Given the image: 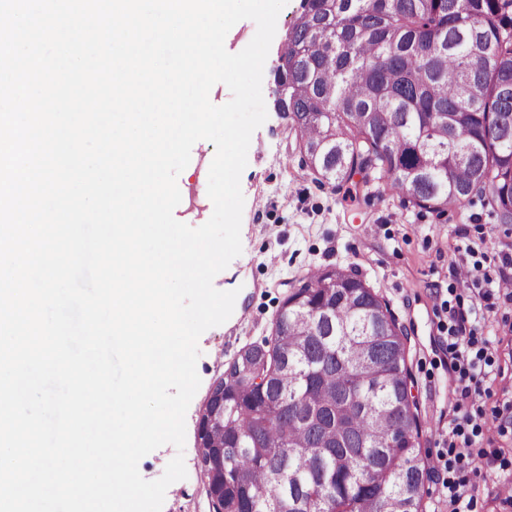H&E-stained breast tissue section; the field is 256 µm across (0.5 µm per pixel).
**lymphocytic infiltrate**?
<instances>
[{
	"mask_svg": "<svg viewBox=\"0 0 512 512\" xmlns=\"http://www.w3.org/2000/svg\"><path fill=\"white\" fill-rule=\"evenodd\" d=\"M447 331L450 369L456 381V415L448 424V457L442 463L446 472L444 503L447 512H472L475 487L465 472L487 458L489 428H496L502 436L512 430V401L495 406L489 415L483 410L496 360L471 311L449 307Z\"/></svg>",
	"mask_w": 512,
	"mask_h": 512,
	"instance_id": "f902f5d3",
	"label": "lymphocytic infiltrate"
}]
</instances>
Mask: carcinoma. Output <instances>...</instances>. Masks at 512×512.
<instances>
[{
  "label": "carcinoma",
  "mask_w": 512,
  "mask_h": 512,
  "mask_svg": "<svg viewBox=\"0 0 512 512\" xmlns=\"http://www.w3.org/2000/svg\"><path fill=\"white\" fill-rule=\"evenodd\" d=\"M303 159L443 215L490 195L512 223V0H302L274 71ZM406 327L361 275L311 273L216 379L210 512H426Z\"/></svg>",
  "instance_id": "carcinoma-1"
}]
</instances>
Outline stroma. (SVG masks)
I'll list each match as a JSON object with an SVG mask.
<instances>
[{"label": "stroma", "mask_w": 512, "mask_h": 512, "mask_svg": "<svg viewBox=\"0 0 512 512\" xmlns=\"http://www.w3.org/2000/svg\"><path fill=\"white\" fill-rule=\"evenodd\" d=\"M273 89L274 77L266 75L267 119L252 135L255 149L241 177L242 253L213 281L218 290L234 289L238 296L231 317L199 338L201 384L186 413L185 448L161 446L138 465L144 479L155 480L176 453H183L187 477L168 487L162 512H209L197 463V422L209 388L242 347L269 336L283 298L312 270L326 266L362 274L405 325L412 392L421 411V455L426 463L436 462L448 451L445 432L455 415L443 343L448 325L444 303L450 289L463 283L452 266L460 251L471 246L484 255L481 272L497 276L499 255L505 244H512V224L497 222L485 196L471 197L437 217L408 206L378 181L354 197L319 182L303 164L287 118L275 110ZM214 155V144L196 142L177 178L181 201L174 216L193 227L213 213L207 184ZM479 320L500 365L512 366V334L502 331L504 321L512 322V304H497ZM492 452L496 464L481 466L476 477L474 512H494L490 493L504 478V466L512 467V439L496 438Z\"/></svg>", "instance_id": "obj_1"}]
</instances>
